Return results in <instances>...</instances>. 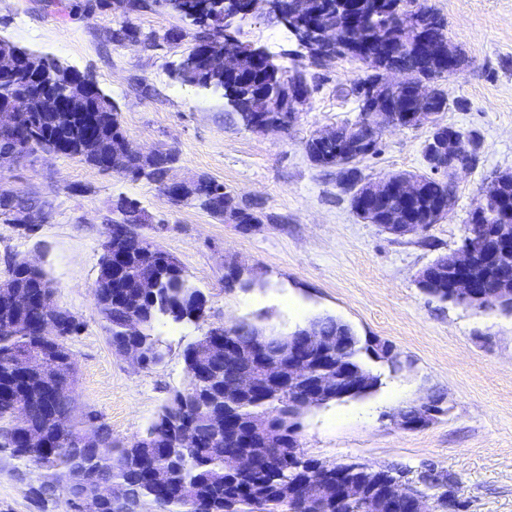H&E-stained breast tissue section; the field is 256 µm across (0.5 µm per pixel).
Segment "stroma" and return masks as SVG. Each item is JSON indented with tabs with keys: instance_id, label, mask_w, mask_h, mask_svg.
Here are the masks:
<instances>
[{
	"instance_id": "1",
	"label": "stroma",
	"mask_w": 512,
	"mask_h": 512,
	"mask_svg": "<svg viewBox=\"0 0 512 512\" xmlns=\"http://www.w3.org/2000/svg\"><path fill=\"white\" fill-rule=\"evenodd\" d=\"M428 4L464 59L457 76L440 82L448 94L440 119L477 132L479 161L459 172L449 217L426 236L398 238L359 219L335 168L316 165L303 149L311 135L356 117V98L347 89L371 74L369 65L339 57L314 68L318 88L288 130L254 133L237 122L221 94L177 77L195 28L171 13L156 8L129 17L145 33L181 30L177 41L154 49L113 42V29L127 17L112 0L73 17L49 0H0V37L91 76L117 106L134 148L173 152V177H209L264 216L243 233L200 208L173 204L147 180L43 150L0 168L7 187L45 206L35 232L0 222V277L6 259L38 262L56 304L80 319L82 328L69 343L75 398L79 407L99 413L114 440L142 434L164 401L183 388L182 352L205 330L194 323L158 325L165 359L153 368L113 352L93 289L113 208L129 198L151 222H163L152 238L205 293L211 321L231 326L261 317L267 327L288 333L332 315L400 356L403 368L396 373L369 361L381 376L370 396L302 416L299 440L307 456L414 472L431 463L456 475L465 512H512V313L441 302L417 285L424 267L460 247L483 182L512 170V0ZM239 38L285 66L302 61L293 36L273 17L246 20ZM428 135L425 128L387 130L379 153L362 162L363 174L378 179L424 171ZM231 263L248 268L260 287H225ZM433 396L441 411L425 427L395 425L399 410ZM66 502L60 491L37 508L27 483L0 467V512H66Z\"/></svg>"
}]
</instances>
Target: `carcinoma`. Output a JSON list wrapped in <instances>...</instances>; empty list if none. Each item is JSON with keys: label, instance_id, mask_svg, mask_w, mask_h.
<instances>
[{"label": "carcinoma", "instance_id": "carcinoma-1", "mask_svg": "<svg viewBox=\"0 0 512 512\" xmlns=\"http://www.w3.org/2000/svg\"><path fill=\"white\" fill-rule=\"evenodd\" d=\"M130 12L155 6L189 20L197 26L194 46L187 55L190 64L179 69L181 79L187 83L208 88L217 82L200 49L224 48V0H210L204 11L205 20L185 12L182 6L168 7L165 0H129ZM391 8L378 11L377 0H356L354 12L375 14L374 24L364 31L345 22L346 6L336 5V0H309L305 21L318 26H334L340 30L343 42L357 40L363 36L372 40L371 60L375 73L359 82L364 87L382 78L388 44L402 49L403 66L417 79L429 81L447 76L448 65L444 60L431 58L422 60L414 45L423 35L445 37V25L428 7L425 0H388ZM0 54L17 58L13 72L0 75V101H13L24 108L22 125L17 135L0 134V151L20 149L25 153L35 150H55L63 143L62 155L77 157L85 163L103 168L107 161L122 157L125 152L126 132L119 119L112 99L98 88L90 95L79 112H58L54 109L50 90L42 82L54 86L69 82L73 70L59 61L44 57V81L31 76L25 59L34 53L0 38ZM272 74L286 84L297 85L313 92L307 73L294 66L288 68L272 60L261 59L253 67V78L234 91L238 109L236 114L245 129V112L261 103ZM358 115L336 129V139L322 142L312 136L304 142V150L315 164L338 167V182L342 190L355 196L357 186L364 175L358 164L380 151L375 139H365V127L369 122L363 94L357 93ZM388 102L391 111L402 113L424 109L435 111L448 108V100L418 103L408 89L391 91ZM96 119L101 128L98 151L89 154L81 147V129L85 117ZM429 141H424L422 157L427 171L420 174L423 180L422 193L410 204H401L398 198L389 201L390 207L408 211V223L432 224L434 212L441 210L449 216L455 206V195L449 193L448 182L430 172ZM154 167L147 174L140 173V166L130 161L121 176L132 180L146 179L159 185L167 178L170 164L176 161L172 153L154 152ZM485 191L491 197H501L499 216L495 223L487 225V232H496L512 238V171L495 173L486 183ZM191 205L213 215L223 214V206H234L239 210L240 223L261 224L263 216L247 204H240L233 194L224 190V185L206 176H201L187 190ZM22 208L43 212V206L25 199L16 191L0 184V216ZM115 221L140 228L127 242L128 284L113 288L110 284V258L101 257L98 288L95 289L96 305L105 322L108 339L114 352L133 343L146 352L145 367L156 366L165 358L161 341L154 334L157 323L193 322L205 324L208 320V300L205 294L194 287L183 268L171 255L158 247L141 232L147 223L144 210L138 201L121 198L115 204ZM431 274L436 284L424 292L440 301L448 300V256L440 255L431 263ZM498 268L512 270V252L499 257ZM496 268V269H498ZM496 269L484 270L485 285L496 288ZM141 271L152 274L157 288L144 294L136 288L134 278ZM12 287L15 294L40 292L51 285L43 269L31 270L24 261L13 258L7 262L6 275L0 280ZM137 316L141 321L137 336L123 335L126 320ZM55 321L60 325L56 336H38L36 326ZM317 331L328 338L337 335L343 321L326 315L313 319ZM82 322L72 312L58 308L50 315L17 312L5 308L0 301V458L7 457L14 463V470L23 474L38 471L39 483L30 488L31 498L43 503L53 498L60 482L81 476L89 480L104 479L125 488L128 499L139 505L141 512H188V506L198 505L197 512H308L303 501L283 500L280 488L294 480L305 479L311 495H319L329 482L336 484L359 483L364 495L340 504L331 498H321V512H405L403 503H383L379 500L381 477L388 473L413 486L422 484L433 490L434 512H460L464 502L458 497L459 481L448 471L429 464L412 473L406 469L387 466L383 470L364 464H327L305 455L301 447L290 442L288 435L282 436L278 447H270L261 438L250 439L248 446L224 436V426L216 425V419L226 420L232 426H243L257 414L269 416L277 428H288L285 418L289 392L284 388L278 394L264 392L236 396L227 391L230 375L224 372V355L215 353L208 360L209 383L198 386V364L195 353L201 352L215 337L212 329L190 343L183 352L186 385L162 405L146 431L127 444L112 443V431L95 411L75 412L71 397L75 385L76 365L68 347V340L78 334ZM371 342L356 339L339 354L342 363L367 369L362 353L374 351ZM58 362L52 373L42 371V363ZM28 409V422L16 418V407ZM192 425L194 438L186 442L181 437L183 422ZM93 427L99 436L100 447L80 445L84 431ZM35 431L41 439L32 444L23 435ZM249 453L259 458L257 466L239 478L225 472L224 455ZM166 473V484L157 483L154 472Z\"/></svg>", "mask_w": 512, "mask_h": 512}]
</instances>
